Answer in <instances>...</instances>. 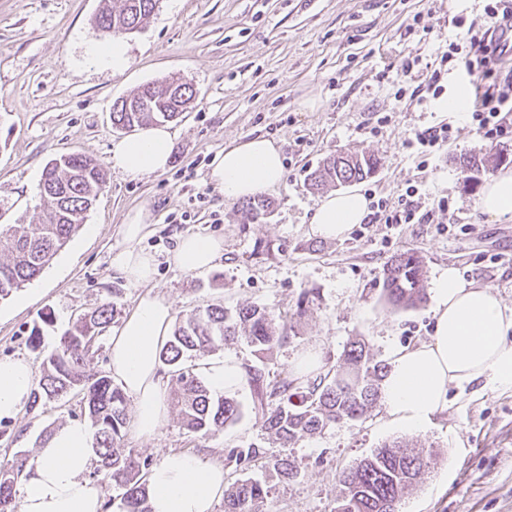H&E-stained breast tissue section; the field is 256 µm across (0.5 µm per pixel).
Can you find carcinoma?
I'll use <instances>...</instances> for the list:
<instances>
[{
    "label": "carcinoma",
    "mask_w": 512,
    "mask_h": 512,
    "mask_svg": "<svg viewBox=\"0 0 512 512\" xmlns=\"http://www.w3.org/2000/svg\"><path fill=\"white\" fill-rule=\"evenodd\" d=\"M96 16L106 38L138 31L158 8L160 0H120L119 9L102 0ZM194 96L192 86L172 81L142 87L128 97L131 108L112 110V124L119 129L143 128L177 119L175 106ZM502 162L498 153L459 159L464 173L494 168ZM373 156L333 155L313 170L311 186L343 185L369 178L378 167ZM42 177L59 186L64 197L42 191L45 219L39 224H0V242L5 243L7 259L0 261V299L35 280L84 223L98 192L105 184L103 169L92 159L72 153L51 160ZM270 202L259 198L242 205L247 221L267 214ZM382 295L397 309L420 307L427 296V278L422 257L405 251L391 257L382 271ZM116 309L106 301L80 313L72 327L50 351L43 348L41 336L33 331L28 342L40 360V378L31 392L29 410L59 401L68 395L81 397L87 417L95 429L97 464L91 473L103 477L122 490V512H151L146 481L152 461L118 447L126 426V395L106 375L88 372L87 367L104 331L112 324ZM280 314L265 306H242L231 312L224 305L207 303L197 307L175 326L159 352L163 371L174 383L173 404L187 432L202 437L224 429L238 420L239 403L229 397H215L195 371L191 361L204 357L224 342L243 337L264 355L283 343L279 331ZM387 364L370 353L368 343L357 338L350 342L340 361L326 372L304 381H269L257 366L246 367L255 392L254 408L261 412L266 432L288 448L302 435H317L344 421L359 420L380 404V384ZM263 455L255 447L235 448L225 457V466L243 469ZM434 448H407L383 445L341 474L335 512H399L406 494L412 491L426 468ZM33 461L21 456L0 464V512H17L16 485L19 475ZM265 465L290 482L299 471L286 453L271 455ZM271 489L264 482L238 478L224 488V512H259L258 504L269 498Z\"/></svg>",
    "instance_id": "obj_1"
}]
</instances>
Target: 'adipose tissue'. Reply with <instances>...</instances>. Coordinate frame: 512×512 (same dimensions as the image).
Instances as JSON below:
<instances>
[{"label": "adipose tissue", "mask_w": 512, "mask_h": 512, "mask_svg": "<svg viewBox=\"0 0 512 512\" xmlns=\"http://www.w3.org/2000/svg\"><path fill=\"white\" fill-rule=\"evenodd\" d=\"M172 135L167 126H152L113 144L110 163L130 178L167 170ZM285 170L279 146L258 135L239 140L216 157L209 180L233 203L281 184ZM480 211L493 219L512 217V171L493 176L479 199ZM369 201L351 187L328 194L317 206L310 232L322 239H344L363 223ZM153 232L144 211H135L120 233L125 248L116 267L144 290L110 342L113 380L133 398L132 430L155 435L168 414L167 380L158 353L172 320V307L148 289L156 272L153 254L140 242ZM224 253L222 239L183 236L168 257L175 269L203 272ZM433 334L412 348L391 353L381 405L391 423L410 432L428 427L448 407L451 387L485 382L512 389V308L489 288L464 283L456 269L442 273L434 285ZM34 369L24 357L0 360V421L15 419L29 399ZM95 461L91 431L85 421L71 420L42 444L20 479L18 512H106L104 494L87 473ZM148 484L152 512H214L224 495V468L188 454H165L152 469Z\"/></svg>", "instance_id": "ef3b65f1"}]
</instances>
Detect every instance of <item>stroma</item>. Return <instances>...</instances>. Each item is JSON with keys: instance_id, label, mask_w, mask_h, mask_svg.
I'll use <instances>...</instances> for the list:
<instances>
[{"instance_id": "35a3bbf8", "label": "stroma", "mask_w": 512, "mask_h": 512, "mask_svg": "<svg viewBox=\"0 0 512 512\" xmlns=\"http://www.w3.org/2000/svg\"><path fill=\"white\" fill-rule=\"evenodd\" d=\"M160 0L136 33L126 35L130 68L112 74L89 62L101 41L94 18L100 0H0V224H35L43 214L38 185L48 161L78 152L107 166V184L87 217L95 234L79 228L30 283L0 299V359L30 356L28 338L56 345L75 314L103 302L116 304L113 329L141 291L113 267L125 244L120 228L129 214L149 212L156 232L141 246L158 260L155 292L169 299L174 319L197 306L221 302L235 309L264 305L284 312L286 342L257 358L245 342L219 356L241 366L262 364L268 379L291 377L307 348L336 364L354 337H364L380 359L393 348L427 341L434 299L417 309H395L381 295V273L393 255L423 256L429 281L455 268L467 282L491 287L512 306V220H495L477 207L489 172L465 178L458 160L494 151L512 169V130L483 137L468 112L436 111L422 91L438 73L442 96L466 89L453 63H441L449 43L465 44L466 26L484 19L487 0ZM412 62L411 74L401 72ZM180 77L195 98L171 122L169 168L138 180L110 168L114 142L125 131L112 124L113 103L147 83ZM318 106L308 110L306 97ZM449 125L437 153L421 157L409 141L418 131ZM274 140L285 179L266 197L267 216L247 223L240 203H226L209 180L225 145L253 135ZM375 155L376 173L365 193L397 203L408 186L419 190L430 224L363 223L342 240L310 234L323 198L306 177L330 154ZM224 241V255L205 272H180L167 257L180 235ZM305 314H297L301 295ZM240 419L206 437L188 433L177 414L148 440L125 433L121 445L159 461L167 453L223 462L234 448L255 446L266 455L280 447L262 427L254 391L242 381L228 392ZM79 398L51 402L34 413L0 422V462L36 454L47 437L83 418ZM399 441L434 445L438 455L401 512H512V390L472 385L450 388L448 408L420 433L387 425L383 409L316 436L299 438L290 455L300 471L282 481L262 465L250 477L272 487L261 512H333L339 474L375 448Z\"/></svg>"}]
</instances>
